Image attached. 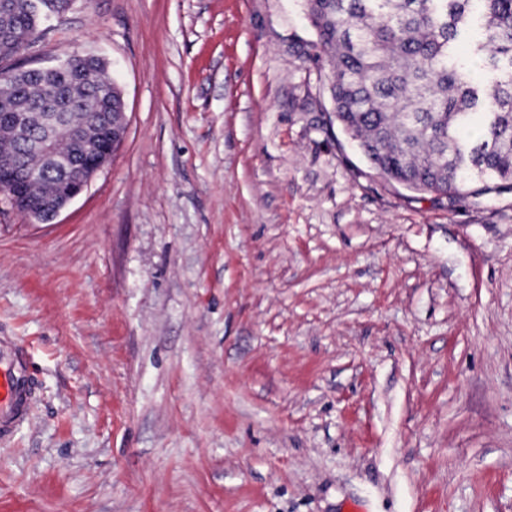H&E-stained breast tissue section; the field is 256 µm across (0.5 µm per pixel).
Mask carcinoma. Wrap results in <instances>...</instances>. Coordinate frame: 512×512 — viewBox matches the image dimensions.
I'll return each instance as SVG.
<instances>
[{"instance_id": "obj_1", "label": "carcinoma", "mask_w": 512, "mask_h": 512, "mask_svg": "<svg viewBox=\"0 0 512 512\" xmlns=\"http://www.w3.org/2000/svg\"><path fill=\"white\" fill-rule=\"evenodd\" d=\"M27 6L0 0L1 62L38 38ZM309 16L332 67L336 119L372 168L419 192L458 195L474 178L512 190V0H310ZM13 71L6 111L24 121L0 122V154L38 172L32 196H52L58 176L26 137L78 156L97 137L88 89L111 91L110 77L83 55L64 69Z\"/></svg>"}]
</instances>
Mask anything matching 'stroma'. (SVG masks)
Here are the masks:
<instances>
[{"label": "stroma", "mask_w": 512, "mask_h": 512, "mask_svg": "<svg viewBox=\"0 0 512 512\" xmlns=\"http://www.w3.org/2000/svg\"><path fill=\"white\" fill-rule=\"evenodd\" d=\"M33 52L128 133L51 222L0 197V512H512V191L374 170L308 0H76ZM37 381L25 348L14 336H0V443H8L18 427L30 420Z\"/></svg>", "instance_id": "35a3bbf8"}]
</instances>
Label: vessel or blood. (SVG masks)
Masks as SVG:
<instances>
[{
	"mask_svg": "<svg viewBox=\"0 0 512 512\" xmlns=\"http://www.w3.org/2000/svg\"><path fill=\"white\" fill-rule=\"evenodd\" d=\"M37 381L24 347L12 336H0V443H8L30 419Z\"/></svg>",
	"mask_w": 512,
	"mask_h": 512,
	"instance_id": "b4317fda",
	"label": "vessel or blood"
}]
</instances>
